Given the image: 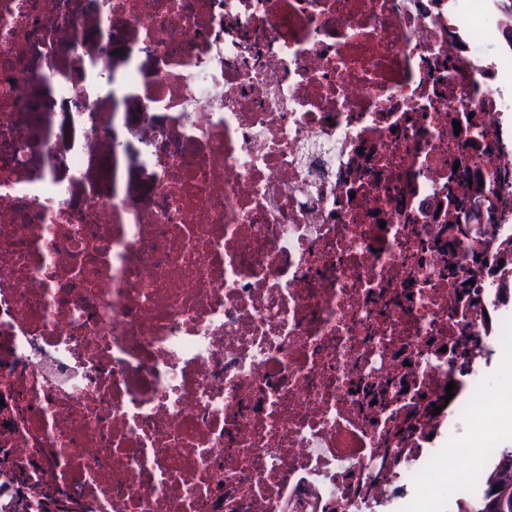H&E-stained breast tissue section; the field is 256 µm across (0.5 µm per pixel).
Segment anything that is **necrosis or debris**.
<instances>
[{
    "label": "necrosis or debris",
    "instance_id": "obj_1",
    "mask_svg": "<svg viewBox=\"0 0 512 512\" xmlns=\"http://www.w3.org/2000/svg\"><path fill=\"white\" fill-rule=\"evenodd\" d=\"M490 2L0 0V512L483 496L512 443V390L471 398L512 335ZM101 39L137 55V194L97 151ZM51 120L54 134L60 136L59 148L55 158L56 173L61 180L66 182L71 175V170L67 166L68 148L71 136L76 135V140L78 139V118L71 112L58 110L51 117Z\"/></svg>",
    "mask_w": 512,
    "mask_h": 512
}]
</instances>
